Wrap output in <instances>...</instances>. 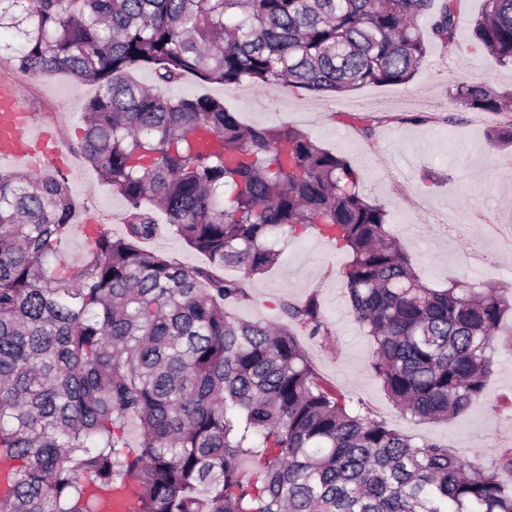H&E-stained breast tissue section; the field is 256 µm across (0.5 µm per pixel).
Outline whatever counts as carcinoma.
Listing matches in <instances>:
<instances>
[{
  "mask_svg": "<svg viewBox=\"0 0 512 512\" xmlns=\"http://www.w3.org/2000/svg\"><path fill=\"white\" fill-rule=\"evenodd\" d=\"M433 2L0 0L20 71L96 86L71 149L128 205L124 235L98 231L68 264L65 180L0 173V512H98L94 491L128 481L137 512H512V450L486 467L417 444L325 385L294 331L332 335L316 298L282 303L285 324L234 314L277 237L316 228L351 256L350 309L396 409L445 420L482 398L512 292L428 286L346 156L161 92L186 74L332 99L405 84L428 40L456 46L458 0L429 16ZM472 35L512 64V0H484ZM142 67L156 89L130 75ZM510 98L480 80L450 93L471 112ZM487 140L512 145V122ZM164 229L209 265L140 247Z\"/></svg>",
  "mask_w": 512,
  "mask_h": 512,
  "instance_id": "cac0c4a2",
  "label": "carcinoma"
}]
</instances>
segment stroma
<instances>
[{
	"instance_id": "obj_1",
	"label": "stroma",
	"mask_w": 512,
	"mask_h": 512,
	"mask_svg": "<svg viewBox=\"0 0 512 512\" xmlns=\"http://www.w3.org/2000/svg\"><path fill=\"white\" fill-rule=\"evenodd\" d=\"M483 0H459L457 45L444 52L429 43L414 78L406 84L368 85L332 100L281 84L227 90L186 75L165 92L170 97L209 95L222 99L250 126H289L318 144L347 155L370 200L382 204L388 222L412 263L431 287L459 278L475 287L512 285V251L503 239L512 230V150L491 149L490 126L512 121V112H461L444 123L448 92L462 81L480 79L495 90L512 91V65L488 56L471 33ZM13 39L0 33V76L18 82L38 120L57 131L62 148L82 136L80 116L95 95L94 85L59 74L31 77L14 66ZM421 121H414V114ZM372 125V136L359 128ZM67 182L75 212L70 234L58 245L60 258L80 262L81 228L100 225L123 235L128 206L83 158L70 153L65 166L42 160ZM278 264L254 279L251 300L238 309L248 321L281 322L283 301L316 297L332 330L329 342L307 336L300 343L326 385L371 418L386 421L414 442H436L458 455L492 465L512 448V345L501 344L484 395L465 413L446 421L420 420L397 411L369 368L372 340L359 327L346 298V252L307 228L287 238Z\"/></svg>"
}]
</instances>
